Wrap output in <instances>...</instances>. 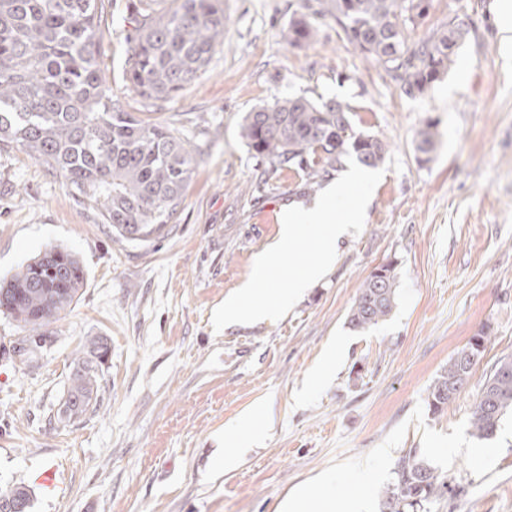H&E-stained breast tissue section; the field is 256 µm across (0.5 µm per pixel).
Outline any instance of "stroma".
I'll return each mask as SVG.
<instances>
[{"instance_id": "obj_1", "label": "stroma", "mask_w": 512, "mask_h": 512, "mask_svg": "<svg viewBox=\"0 0 512 512\" xmlns=\"http://www.w3.org/2000/svg\"><path fill=\"white\" fill-rule=\"evenodd\" d=\"M102 60L115 100L199 144L185 197L163 234L128 242L77 203L62 178L16 146L0 148V280L52 247L86 270L81 297L43 346L0 313V485L23 484L32 512H281L325 475L336 497L363 486L370 512L409 453L458 487L423 512H512V414L480 439L471 407L492 366L512 358V54L496 0H431L414 38L448 19L468 38L447 75L406 96L382 66L325 21L315 42L283 38L299 0H224L229 25L206 71L151 105L122 81L134 0H109ZM304 96L348 104L356 131L388 145L361 233L278 321L212 327V313L280 238L283 212L308 204L301 172L256 157L249 112ZM433 125L429 160L415 149ZM394 264L397 305L351 330L361 284ZM490 340L464 391L432 414L428 388L480 330ZM104 337L97 401L60 416L70 365ZM268 421L242 435V463L217 474L224 429L253 405ZM56 467L55 485L41 484Z\"/></svg>"}]
</instances>
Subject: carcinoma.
I'll use <instances>...</instances> for the list:
<instances>
[{
	"label": "carcinoma",
	"mask_w": 512,
	"mask_h": 512,
	"mask_svg": "<svg viewBox=\"0 0 512 512\" xmlns=\"http://www.w3.org/2000/svg\"><path fill=\"white\" fill-rule=\"evenodd\" d=\"M301 13L284 34L288 44L315 41L330 18L343 40L383 66L407 96L424 93L454 62L469 29L448 19L426 38L410 37L403 19L408 0H300ZM104 0H0V145H15L59 175L78 202L96 205L112 235L146 242L161 235L177 212L192 178L196 156L166 127L125 111L110 94L99 58ZM126 40L123 79L138 96L165 101L179 95L206 71L224 44L223 0H138ZM434 124L415 136L416 150L435 147ZM242 137L250 150L274 166L295 167L313 186L338 172L349 156L376 166L388 145L353 129L349 107L329 99L289 97L248 113ZM86 272L65 249L50 248L0 283V311L31 332L38 345L43 328L77 303ZM392 264L362 283L348 314L349 328L365 330L391 315L396 305ZM488 337L482 330L448 362L429 388L430 410L453 403L481 358ZM104 340L92 337L70 373L63 403L69 416L84 414L97 397V367ZM512 410V358L492 368L472 404V434L491 438ZM388 485L383 512H417L448 493L450 482L416 454L399 460ZM31 512L24 485L0 487V503Z\"/></svg>",
	"instance_id": "obj_1"
}]
</instances>
